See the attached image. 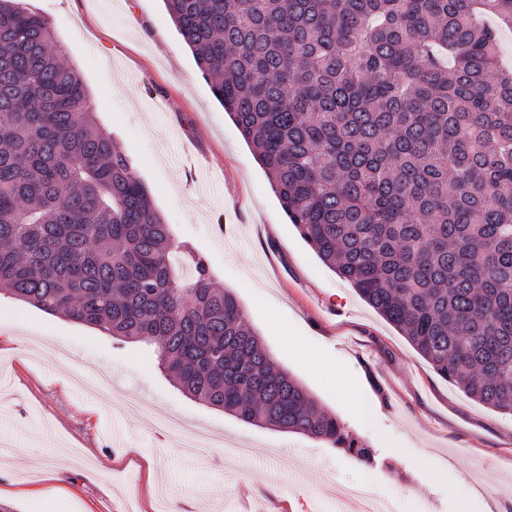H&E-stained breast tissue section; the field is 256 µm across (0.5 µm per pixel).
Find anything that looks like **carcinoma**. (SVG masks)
<instances>
[{
	"label": "carcinoma",
	"mask_w": 512,
	"mask_h": 512,
	"mask_svg": "<svg viewBox=\"0 0 512 512\" xmlns=\"http://www.w3.org/2000/svg\"><path fill=\"white\" fill-rule=\"evenodd\" d=\"M164 3L305 242L442 378L512 416V0ZM54 43L0 0V292L151 342L178 389L244 423L371 461L173 241Z\"/></svg>",
	"instance_id": "obj_1"
}]
</instances>
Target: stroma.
Instances as JSON below:
<instances>
[{"label":"stroma","instance_id":"1","mask_svg":"<svg viewBox=\"0 0 512 512\" xmlns=\"http://www.w3.org/2000/svg\"><path fill=\"white\" fill-rule=\"evenodd\" d=\"M46 16L175 243L206 256L274 361L373 462L185 396L155 347L0 295V500L17 512H340L361 485L398 512H512V417L439 376L290 224L163 0H28ZM63 358L52 357L54 349ZM342 374L344 383L327 380ZM188 424L203 451L121 399ZM262 446L228 457L225 445Z\"/></svg>","mask_w":512,"mask_h":512}]
</instances>
